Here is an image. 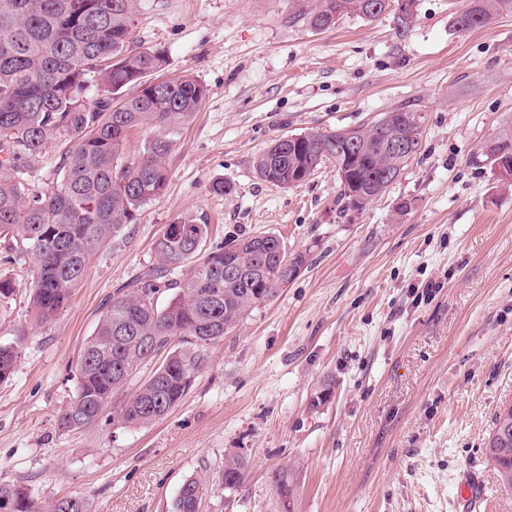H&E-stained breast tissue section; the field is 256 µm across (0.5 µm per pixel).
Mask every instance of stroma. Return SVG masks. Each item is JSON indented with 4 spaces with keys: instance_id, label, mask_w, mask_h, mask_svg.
Returning a JSON list of instances; mask_svg holds the SVG:
<instances>
[{
    "instance_id": "1",
    "label": "stroma",
    "mask_w": 512,
    "mask_h": 512,
    "mask_svg": "<svg viewBox=\"0 0 512 512\" xmlns=\"http://www.w3.org/2000/svg\"><path fill=\"white\" fill-rule=\"evenodd\" d=\"M306 2L139 0L135 44L164 49L169 71L208 96L173 134L166 191L95 253L56 320L30 311V259L0 261L15 283L0 345L19 352L0 382V480L39 502L82 496L91 512H171L192 475L207 480L203 512H459L474 475L488 512H512L484 456L512 403V184L477 160L512 127V12L460 32L467 0H415L404 32L391 11L317 31ZM403 107L420 116V148L363 209L341 200L333 165L290 188L256 172L276 139ZM201 213L213 241L273 234L307 269L208 347L164 419L60 431L103 307L155 264L167 224ZM427 282L433 298L413 303ZM233 453L249 475L228 491L219 473ZM283 469L297 485L289 510L273 483Z\"/></svg>"
}]
</instances>
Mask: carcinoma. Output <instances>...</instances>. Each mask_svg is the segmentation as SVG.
Returning a JSON list of instances; mask_svg holds the SVG:
<instances>
[{
    "label": "carcinoma",
    "instance_id": "cac0c4a2",
    "mask_svg": "<svg viewBox=\"0 0 512 512\" xmlns=\"http://www.w3.org/2000/svg\"><path fill=\"white\" fill-rule=\"evenodd\" d=\"M137 0H0V241L12 255L34 264L30 305L46 323L68 304L83 281L91 256L140 209L165 190V160L172 134L202 107L208 89L189 74L172 76L162 49L134 45ZM389 0H315L308 12L311 28L323 30L336 15L375 19ZM512 0H470L454 19L457 31L488 24ZM162 80L151 89L148 82ZM112 86L104 100L90 88ZM375 121L358 128L360 148L340 158L344 180L340 196L361 209L385 193L389 176H398L408 155L390 153ZM150 131L139 154L123 156L128 134ZM344 131L308 132L291 143L274 142L256 160V171L279 187L304 182L330 162L324 143ZM67 138L56 182L41 189L29 180L30 169L52 141ZM489 165L512 159V134L492 140L481 153ZM174 223L201 237L202 250L184 238L162 233L155 250L158 265L144 271L130 288L113 294L92 336L75 363L76 392L60 412L58 426L72 431L98 422L127 381L143 366V345L163 357L159 378L145 380L119 406L121 421L145 427L167 416L185 398L205 365L207 346L224 337L256 304L274 297L292 280L282 265L275 236L233 240L242 274L224 277V244L210 242L203 214ZM267 256L265 268L253 266ZM174 291L161 308L147 291ZM18 352L0 346V382L14 372ZM485 456L500 485L512 490V406L494 415ZM248 461L239 454L224 459L221 482L227 490L245 481ZM273 483L290 508L293 475L281 470ZM206 481L190 477L181 486L172 512H200ZM0 512H90L87 500L69 496L38 503L18 483L0 481Z\"/></svg>",
    "mask_w": 512,
    "mask_h": 512
}]
</instances>
